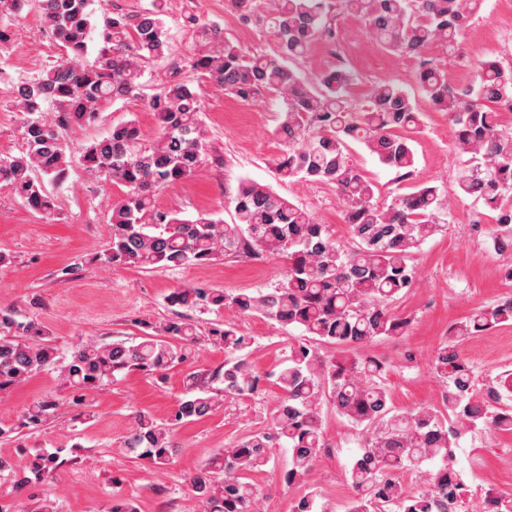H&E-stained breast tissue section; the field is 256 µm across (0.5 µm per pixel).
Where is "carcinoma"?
Here are the masks:
<instances>
[{
  "label": "carcinoma",
  "mask_w": 512,
  "mask_h": 512,
  "mask_svg": "<svg viewBox=\"0 0 512 512\" xmlns=\"http://www.w3.org/2000/svg\"><path fill=\"white\" fill-rule=\"evenodd\" d=\"M39 11L60 51L58 60L36 77L11 83L13 103L22 114L26 147L0 157V183L33 210L55 212L45 182L59 184L75 160L92 176L122 189L107 199L112 237L108 248L87 265L103 269L185 268L225 256L260 252L279 257L283 276L267 293L224 292L181 285L167 296L175 317L154 326L155 335L136 343H79L64 360L45 327L17 319L0 307V392L24 384L49 368L59 371L72 391L71 404L86 407L90 394L121 380L130 371L162 375L188 361L202 342L224 350V365L211 379L215 389L197 387L178 399L166 421L141 411L123 442L126 452L158 466L171 463L175 429L204 419L224 397L254 398L263 377L249 360L252 337L231 322H214L199 334L186 313L231 312L260 315L280 326L302 329L288 346L286 365L276 373L281 392L269 427L256 430L216 453L188 479L201 512H258V493L250 475L263 470L271 449H288L284 483L312 472L323 448L322 404L362 429L359 452L345 470L351 491L344 512H463L454 449L478 428L512 434V372L503 371L483 389L460 350L465 340L512 326V294L474 310L452 325L436 348L432 365L443 387V408L397 413L383 382L385 366L350 349L384 337L405 335L410 320L392 305L414 283V250L442 231L450 202L438 187L418 185L391 200L381 199L375 181L352 161L353 143L365 145L379 162L409 181L414 173L413 142L423 131L413 99L399 84L374 85L357 108L348 97L350 72L338 67L311 81L293 67L320 40L334 37L336 17L358 18L365 32L390 53L419 60L416 82L453 128L460 162L457 195L474 197L493 212L491 245L512 253V131L501 114L512 112V67L497 59L479 62L468 85L448 83V71L427 57L437 46L454 50L465 24L483 0H231L241 18L266 28L279 51L244 50L209 23H187L195 41L191 68L217 90L243 100L270 94L282 103L276 135L284 149L271 159L283 179L333 185L341 200L349 245L336 242L325 225L271 187L246 179L239 183L234 222L211 213L185 219L157 208L159 188L195 176L206 156L201 101L193 84L172 76L144 99L155 119V140L144 139L131 120L107 136L77 147L67 131L94 123L113 103L139 97L143 64L169 54L163 0L137 14L109 13L98 18L90 0H37ZM28 0H0V54L15 42L13 17ZM53 111L50 120L46 111ZM334 347L329 356L318 345ZM46 395L23 412L20 427H37L59 409ZM432 463L434 467L423 468ZM57 455L37 451L25 468L0 457V474L23 489L50 477ZM422 479L411 490L401 475ZM492 512H512V494L492 492Z\"/></svg>",
  "instance_id": "carcinoma-1"
}]
</instances>
